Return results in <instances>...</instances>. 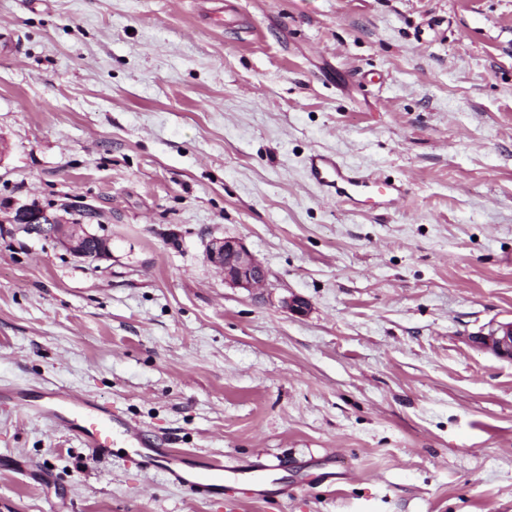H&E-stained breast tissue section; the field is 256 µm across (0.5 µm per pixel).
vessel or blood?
Listing matches in <instances>:
<instances>
[{
	"instance_id": "1",
	"label": "vessel or blood",
	"mask_w": 512,
	"mask_h": 512,
	"mask_svg": "<svg viewBox=\"0 0 512 512\" xmlns=\"http://www.w3.org/2000/svg\"><path fill=\"white\" fill-rule=\"evenodd\" d=\"M306 169L325 196L352 211L366 207L391 211L409 194L405 182L379 178L331 154H311ZM36 412L76 435L91 458L108 460L116 446H125L126 464L144 474L163 472L169 482L189 489L205 502L223 495L225 483L237 481L243 472L241 466L226 464L220 456L186 468L182 455L164 440L149 436L139 424L113 413L110 406L80 399L68 391H54Z\"/></svg>"
}]
</instances>
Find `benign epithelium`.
Masks as SVG:
<instances>
[{"instance_id":"7a95c632","label":"benign epithelium","mask_w":512,"mask_h":512,"mask_svg":"<svg viewBox=\"0 0 512 512\" xmlns=\"http://www.w3.org/2000/svg\"><path fill=\"white\" fill-rule=\"evenodd\" d=\"M63 214L21 206L10 218L15 231L40 239H51L72 256L85 261L111 257L110 239L91 229L95 210L78 203L66 204ZM208 260L222 272L224 281L234 288L252 292L265 285L267 270L236 238H218L210 242ZM477 348L497 357L512 360V321L495 322L469 336Z\"/></svg>"}]
</instances>
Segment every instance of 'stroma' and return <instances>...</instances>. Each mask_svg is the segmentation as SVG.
Returning <instances> with one entry per match:
<instances>
[{"label": "stroma", "instance_id": "stroma-1", "mask_svg": "<svg viewBox=\"0 0 512 512\" xmlns=\"http://www.w3.org/2000/svg\"><path fill=\"white\" fill-rule=\"evenodd\" d=\"M0 144V387L268 465L237 512H512V360L469 341L512 320V0H0ZM315 152L410 194L349 211ZM75 199L111 258L5 221ZM0 512L225 510L0 406ZM208 260L222 272L224 281L233 288L253 292L267 281V270L236 238L213 239L207 249Z\"/></svg>", "mask_w": 512, "mask_h": 512}]
</instances>
